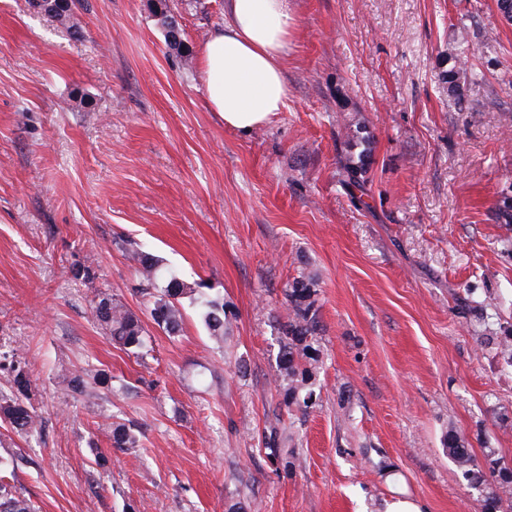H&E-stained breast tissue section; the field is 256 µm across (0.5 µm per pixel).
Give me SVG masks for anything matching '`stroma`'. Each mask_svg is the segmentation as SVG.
<instances>
[{"mask_svg":"<svg viewBox=\"0 0 512 512\" xmlns=\"http://www.w3.org/2000/svg\"><path fill=\"white\" fill-rule=\"evenodd\" d=\"M155 3L83 0L77 40L0 0V351L42 418L0 423L19 492L39 512H482L444 439L512 464V367L480 343L512 333V22L496 0H295L287 105L243 135L199 76L224 0H166L180 51ZM132 242L223 297V347L190 305L179 335L153 324ZM301 274L321 325L304 411L278 321ZM104 293L143 358L91 317ZM90 309L94 320L115 344L136 357L143 355L146 330L138 316L106 294L98 296ZM110 441L113 448L119 450H128L135 448L139 445V437L131 428L126 424H112L110 430Z\"/></svg>","mask_w":512,"mask_h":512,"instance_id":"stroma-1","label":"stroma"}]
</instances>
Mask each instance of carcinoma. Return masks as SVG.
<instances>
[{"label":"carcinoma","instance_id":"obj_1","mask_svg":"<svg viewBox=\"0 0 512 512\" xmlns=\"http://www.w3.org/2000/svg\"><path fill=\"white\" fill-rule=\"evenodd\" d=\"M33 8L56 20L71 36L81 34L71 11L59 0H31ZM497 216L509 232L512 231V197L505 196L497 204ZM128 258L135 265L142 288L148 297L149 314L154 323L170 336L183 329L184 302L196 307L208 336L216 344L224 343L226 314L224 301L207 291L201 281H186L174 272L163 273L159 261L143 248L133 243L128 248ZM287 307L282 324L286 342L280 352L283 369L292 377H305L307 360L313 358L319 343L320 320L311 301L309 280L302 276L292 282L286 293ZM91 314L106 330L111 340L128 353L139 357L146 347V330L138 316L127 310L110 295L93 301ZM481 344L493 346L498 355L512 366V333L505 336H484ZM0 372L10 377L11 389L0 392V421L7 423L20 436H26L41 427L42 421L28 402L30 385L26 362L14 352H0ZM314 392L294 388L288 392L287 404L307 410L313 404ZM111 446L127 450L139 446V437L125 424H113L110 430ZM448 456L455 462L462 477L472 488L490 487L484 499L483 512H503L512 508V466L495 457L490 451L483 459L471 453L465 440L454 430H449L445 440ZM0 512H37L31 499L0 474Z\"/></svg>","mask_w":512,"mask_h":512}]
</instances>
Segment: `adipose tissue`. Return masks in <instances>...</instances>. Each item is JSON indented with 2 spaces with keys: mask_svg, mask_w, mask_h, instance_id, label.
<instances>
[{
  "mask_svg": "<svg viewBox=\"0 0 512 512\" xmlns=\"http://www.w3.org/2000/svg\"><path fill=\"white\" fill-rule=\"evenodd\" d=\"M290 0H225L226 21L204 42L199 73L209 111L240 133L271 122L287 102Z\"/></svg>",
  "mask_w": 512,
  "mask_h": 512,
  "instance_id": "adipose-tissue-1",
  "label": "adipose tissue"
}]
</instances>
